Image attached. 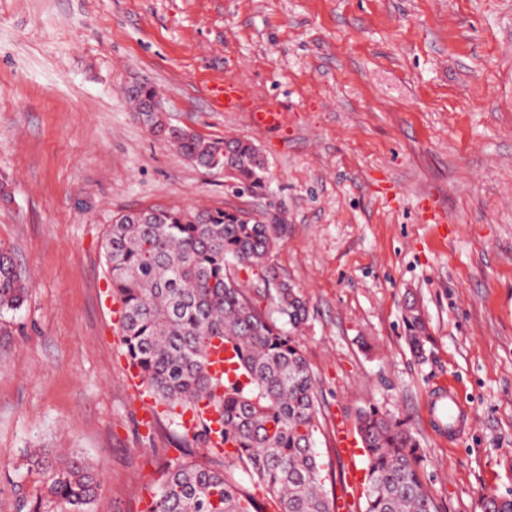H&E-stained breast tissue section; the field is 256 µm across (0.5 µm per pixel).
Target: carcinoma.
Listing matches in <instances>:
<instances>
[{"label": "carcinoma", "instance_id": "carcinoma-1", "mask_svg": "<svg viewBox=\"0 0 512 512\" xmlns=\"http://www.w3.org/2000/svg\"><path fill=\"white\" fill-rule=\"evenodd\" d=\"M155 88L130 94L154 132L159 118L143 111ZM195 165L227 170L240 187L264 184L265 164L253 143L211 138L186 128L173 142ZM283 224H263L224 209L151 208L121 215L112 224L105 255L112 293L122 304L121 331L132 365L165 411L177 413L207 401L219 427L199 417L196 437L211 452L167 465L147 512H264L235 478L248 469L277 498L279 512H330L316 446L318 395L294 332L307 319L298 290L270 264ZM259 266L271 289L273 311H258L230 274V266ZM28 277L0 247V315L22 309ZM408 341L425 353L423 322L409 306ZM232 345L234 372L227 383L205 369L214 340ZM356 429L365 448L368 480L361 512H436L421 468L420 443L405 418L376 407L362 411ZM234 449L225 452L224 446ZM48 498L85 512L101 481L82 456L32 454Z\"/></svg>", "mask_w": 512, "mask_h": 512}]
</instances>
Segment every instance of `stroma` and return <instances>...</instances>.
Returning <instances> with one entry per match:
<instances>
[{"label": "stroma", "instance_id": "35a3bbf8", "mask_svg": "<svg viewBox=\"0 0 512 512\" xmlns=\"http://www.w3.org/2000/svg\"><path fill=\"white\" fill-rule=\"evenodd\" d=\"M220 80L245 88L239 111L213 110ZM138 81L170 124L254 143L265 188L154 134ZM267 106L279 128L254 125ZM1 175L0 246L29 291L0 316V512H68L26 469L34 448L94 466L88 512H145L170 462L208 450L128 382L105 242L150 207L287 225L272 261L307 301L329 498L337 427L375 406L408 418L438 512L512 499V0H0ZM444 380L474 419L451 440L430 414ZM155 88L152 86L145 84L141 87L137 88L133 93H130V99L135 104V110L138 112V116L142 119V121L148 125L154 132L160 134L161 133V121L164 124V129L168 127V123L164 120V106L163 99L159 92L153 97V99L148 103H146L148 99L154 94ZM146 106V108H145ZM143 108L146 112L143 111ZM147 112H151V116H157L152 118L145 117ZM159 119L161 121H159ZM408 312V327L409 336H407L409 344L413 351L422 356L425 353L426 336H423V322L418 312L415 310L414 305H410L407 309Z\"/></svg>", "mask_w": 512, "mask_h": 512}]
</instances>
